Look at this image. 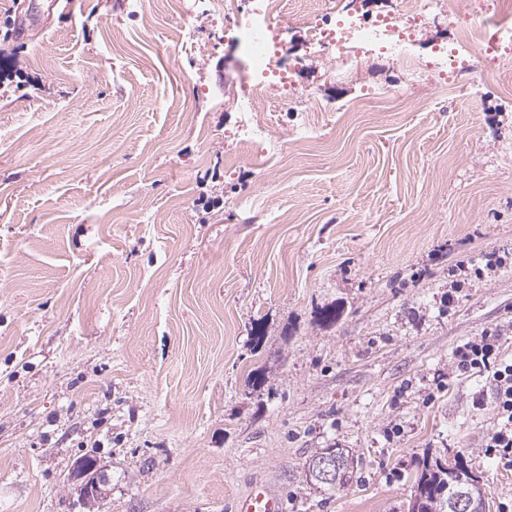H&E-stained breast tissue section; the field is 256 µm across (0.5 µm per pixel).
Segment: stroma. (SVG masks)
<instances>
[{"mask_svg": "<svg viewBox=\"0 0 512 512\" xmlns=\"http://www.w3.org/2000/svg\"><path fill=\"white\" fill-rule=\"evenodd\" d=\"M24 1L0 0V512H233L258 483L408 512L427 453L512 512L495 386L453 359H512V71L440 95L397 56L310 55L270 119L312 145L230 168L224 0ZM370 89L409 102L352 114ZM328 447L358 461L335 493L305 478ZM71 476L78 482L77 489L84 500L95 503L101 498V486L106 483V479L100 468L97 469V463L79 459L72 466Z\"/></svg>", "mask_w": 512, "mask_h": 512, "instance_id": "obj_1", "label": "stroma"}]
</instances>
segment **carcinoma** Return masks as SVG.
Segmentation results:
<instances>
[{"label": "carcinoma", "mask_w": 512, "mask_h": 512, "mask_svg": "<svg viewBox=\"0 0 512 512\" xmlns=\"http://www.w3.org/2000/svg\"><path fill=\"white\" fill-rule=\"evenodd\" d=\"M333 453L340 460L337 480L330 484H320L318 488L328 491H341L349 485L355 468L354 455L343 448H321L316 454ZM480 476L472 471L459 455L453 462L440 458L424 457L418 463L409 501V512H453L452 499L462 490L479 493Z\"/></svg>", "instance_id": "cac0c4a2"}]
</instances>
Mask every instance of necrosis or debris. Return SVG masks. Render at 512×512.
<instances>
[{"label":"necrosis or debris","mask_w":512,"mask_h":512,"mask_svg":"<svg viewBox=\"0 0 512 512\" xmlns=\"http://www.w3.org/2000/svg\"><path fill=\"white\" fill-rule=\"evenodd\" d=\"M389 10L375 19L363 21L348 13L337 22L323 17L307 18L300 26L304 40L311 46L330 48L337 58L348 61L370 50L405 54L414 32L425 28L434 10H442L453 18L456 41L438 47L424 62H411L414 73L432 71L438 74L441 90H451L449 69H465L471 56H479L485 77L497 81L501 70L512 62V0H390ZM288 16V0H252L243 13H225L224 24L237 34V46L243 58L245 79L238 105L249 120L244 134L238 135L240 153L249 152L255 142L272 144L279 151L288 147L308 145L309 137L296 135L292 140L273 139L268 112L270 110V79L278 77L284 92L296 87L306 66L296 58L293 66H281L283 41L281 22Z\"/></svg>","instance_id":"1"}]
</instances>
